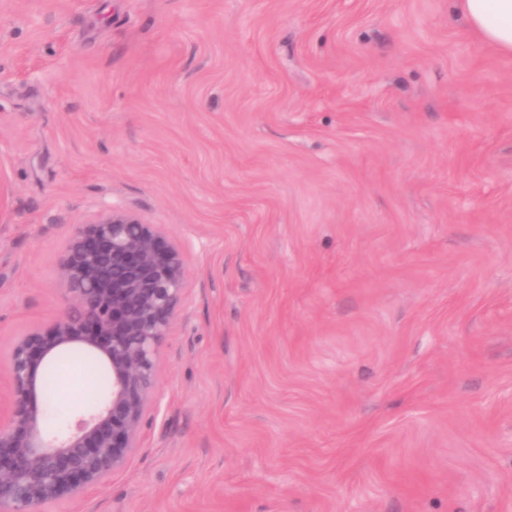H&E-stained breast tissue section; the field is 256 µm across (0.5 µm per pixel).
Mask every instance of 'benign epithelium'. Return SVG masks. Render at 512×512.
<instances>
[{"instance_id":"benign-epithelium-1","label":"benign epithelium","mask_w":512,"mask_h":512,"mask_svg":"<svg viewBox=\"0 0 512 512\" xmlns=\"http://www.w3.org/2000/svg\"><path fill=\"white\" fill-rule=\"evenodd\" d=\"M65 308L47 327L10 341L0 400V512H44L98 489L140 447L157 381L160 346L184 300L178 245L119 206L78 227L58 264ZM83 348L111 383L85 411L51 428L39 401L40 368Z\"/></svg>"}]
</instances>
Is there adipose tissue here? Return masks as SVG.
Wrapping results in <instances>:
<instances>
[{
    "label": "adipose tissue",
    "mask_w": 512,
    "mask_h": 512,
    "mask_svg": "<svg viewBox=\"0 0 512 512\" xmlns=\"http://www.w3.org/2000/svg\"><path fill=\"white\" fill-rule=\"evenodd\" d=\"M472 31L488 46L512 54V0H459Z\"/></svg>",
    "instance_id": "obj_1"
}]
</instances>
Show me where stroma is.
<instances>
[{
	"label": "stroma",
	"mask_w": 512,
	"mask_h": 512,
	"mask_svg": "<svg viewBox=\"0 0 512 512\" xmlns=\"http://www.w3.org/2000/svg\"><path fill=\"white\" fill-rule=\"evenodd\" d=\"M0 346L116 203L185 251L141 446L46 512H512V55L456 0H0Z\"/></svg>",
	"instance_id": "35a3bbf8"
}]
</instances>
